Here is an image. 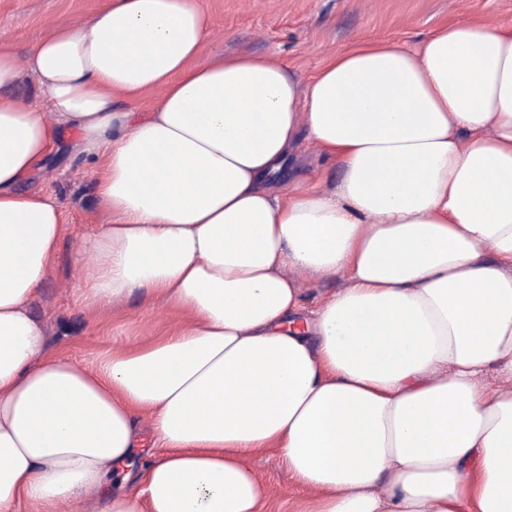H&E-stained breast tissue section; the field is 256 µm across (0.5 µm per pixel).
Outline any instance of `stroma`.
<instances>
[{
	"label": "stroma",
	"mask_w": 512,
	"mask_h": 512,
	"mask_svg": "<svg viewBox=\"0 0 512 512\" xmlns=\"http://www.w3.org/2000/svg\"><path fill=\"white\" fill-rule=\"evenodd\" d=\"M210 33L199 59L215 62L227 54L263 55L312 79L336 52L362 41H390L416 48L444 24L468 19L489 26L512 21V0H200ZM108 0H0V45L18 58L61 26H80ZM72 139L53 151L22 184L59 207L64 231L50 279L31 304L42 323L49 351L85 367L101 354L134 341H150L186 324L184 311L163 297L134 295L111 306L90 309L80 299L88 260L80 253L86 238L110 223L97 202L94 167L74 156ZM266 488L261 512H310L315 494L290 478L270 448L247 460Z\"/></svg>",
	"instance_id": "35a3bbf8"
}]
</instances>
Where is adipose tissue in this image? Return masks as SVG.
Returning <instances> with one entry per match:
<instances>
[{"label":"adipose tissue","instance_id":"1","mask_svg":"<svg viewBox=\"0 0 512 512\" xmlns=\"http://www.w3.org/2000/svg\"><path fill=\"white\" fill-rule=\"evenodd\" d=\"M209 29L199 0H109L25 64L0 45V512H84L113 470L137 490L103 512H259L262 448L313 512H512V24L362 43L307 83L198 61ZM66 132L120 217L83 303L190 317L89 370L29 312L63 225L21 185ZM304 139L341 177L280 197ZM291 268L348 285L310 308ZM144 416L164 450L133 473Z\"/></svg>","mask_w":512,"mask_h":512}]
</instances>
